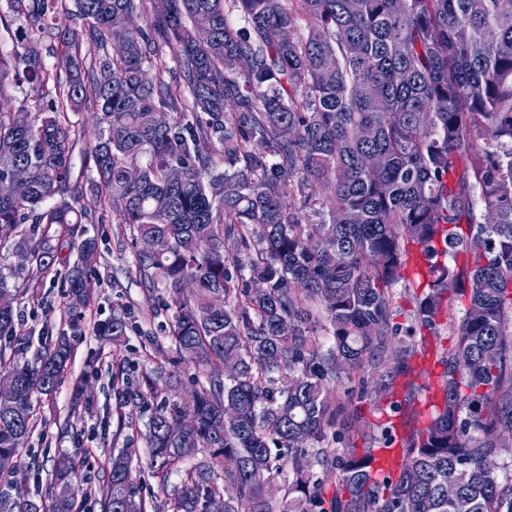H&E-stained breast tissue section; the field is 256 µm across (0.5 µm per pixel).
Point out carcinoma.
<instances>
[{"label":"carcinoma","instance_id":"cac0c4a2","mask_svg":"<svg viewBox=\"0 0 512 512\" xmlns=\"http://www.w3.org/2000/svg\"><path fill=\"white\" fill-rule=\"evenodd\" d=\"M355 2L5 0L0 24L15 27V42L0 51V85L25 83L35 105L0 112V180L24 172L0 197V241L13 239L28 266L21 287L0 276V383L11 387L0 405V481L22 469L33 398L55 392L71 353L62 333L18 361L31 339L18 297L66 247L78 261L62 297L67 311L85 309L99 262L90 214L121 201L132 241L152 242L135 251V274L167 296L169 336L198 370L181 427L185 404L162 373L145 379L147 392L120 396L150 407L160 471L189 465L168 512H208L220 496L224 512H273L280 491L279 512H512V483L486 467L512 451V7ZM137 12L145 24L132 27ZM60 15L72 26L59 28ZM302 17L309 31L296 41ZM87 101L99 127L88 201L69 119ZM479 139L491 149L477 150ZM310 186L329 204L320 224L290 203ZM438 244L453 265L431 263ZM414 245L429 273L416 320L446 315L452 336L435 414L405 430L387 468L372 467L371 445L336 450L328 499L306 445L357 418L333 383L397 336L392 288ZM316 311L333 329L326 352L312 337ZM126 329L122 309L98 326L116 343ZM415 356L399 358L386 396ZM228 456L237 469H224ZM78 467L57 459L46 492L7 512H81ZM131 472L125 451L112 454L101 512H145ZM284 473L282 489L274 480Z\"/></svg>","mask_w":512,"mask_h":512}]
</instances>
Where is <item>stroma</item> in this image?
I'll return each mask as SVG.
<instances>
[{
	"instance_id": "obj_1",
	"label": "stroma",
	"mask_w": 512,
	"mask_h": 512,
	"mask_svg": "<svg viewBox=\"0 0 512 512\" xmlns=\"http://www.w3.org/2000/svg\"><path fill=\"white\" fill-rule=\"evenodd\" d=\"M113 210L97 211L89 234L98 243L100 263L90 279L92 301L79 316L70 319L61 311L58 286L77 253L56 262L42 288L20 299L22 325L30 332L33 345L43 338L68 333L72 353L65 373L52 395L35 402L37 423L24 445L28 468L12 482L0 481V497L9 501L36 497L51 479L54 460L62 455L80 460L75 484L88 490L84 512H100V487L108 458L115 449L128 451L133 459V480L148 512H159L167 499L165 487L177 486L181 472L166 478L157 475L145 438L149 409L139 404L120 405L118 392L136 387L173 356L169 337L171 311L161 297H148L137 278L134 249L125 237ZM126 308L129 320L121 344L98 336V323L109 319L113 309ZM368 379L371 393L359 402L356 426H373L386 418V407L379 402L380 379L373 369L343 377L336 390L342 399L357 395L361 379Z\"/></svg>"
}]
</instances>
